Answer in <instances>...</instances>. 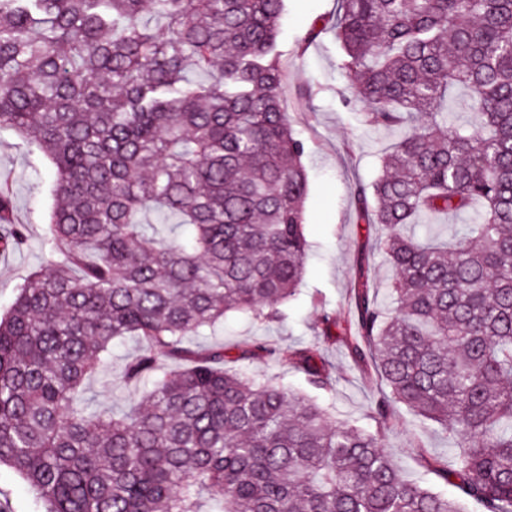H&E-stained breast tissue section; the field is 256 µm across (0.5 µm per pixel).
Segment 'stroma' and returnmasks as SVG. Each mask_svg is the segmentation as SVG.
Listing matches in <instances>:
<instances>
[{"mask_svg":"<svg viewBox=\"0 0 512 512\" xmlns=\"http://www.w3.org/2000/svg\"><path fill=\"white\" fill-rule=\"evenodd\" d=\"M339 11L338 0H285L280 20L279 67L284 75L283 108L295 134L306 147L302 163L307 172L305 236L308 252L297 296L286 303L285 319L259 325L243 314L228 315L223 325L203 336L187 337L193 349L214 345L234 347L254 337L281 347L307 344L323 313H345L349 306L353 268L365 260L370 282L381 300H388L393 271L376 249L380 226L357 221L356 183L371 182L380 172V157L402 136L398 128L364 126L358 109L340 95L347 79L339 63L341 49L332 31L313 43L304 37L313 21ZM0 172L15 175L12 185L18 217L29 225V241L18 251L0 255V314L10 308L16 287L42 268L41 220L48 209L49 174L45 162L28 156L17 136L0 135ZM325 357L335 369L332 391L311 392L303 374L285 363L250 362L240 371L288 388L313 394L337 420L381 431L382 444L406 480L448 496L457 488L434 470L438 461L455 456L453 442L435 423L415 416L406 407L396 411V422L380 429L373 417L380 383L354 366L346 351L330 345ZM0 506L7 512H42L34 491L18 474L0 467Z\"/></svg>","mask_w":512,"mask_h":512,"instance_id":"35a3bbf8","label":"stroma"}]
</instances>
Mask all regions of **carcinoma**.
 <instances>
[{
	"label": "carcinoma",
	"mask_w": 512,
	"mask_h": 512,
	"mask_svg": "<svg viewBox=\"0 0 512 512\" xmlns=\"http://www.w3.org/2000/svg\"><path fill=\"white\" fill-rule=\"evenodd\" d=\"M338 2L305 42L332 28L362 124L405 127L354 191L360 221L386 230L392 302L359 263L354 309L324 314L315 342L194 350L186 337L230 313L281 320L303 278L284 0H0V135L52 167L45 269L0 316V466L44 512H461L404 479L379 435L227 367L290 363L329 391L322 341L374 370L380 427L399 406L437 423L456 446L438 475L512 512V0ZM457 88L475 128L450 119ZM476 204L450 247L404 233ZM27 242L0 182V253ZM127 336L122 378L151 389L116 414L83 388Z\"/></svg>",
	"instance_id": "obj_1"
}]
</instances>
